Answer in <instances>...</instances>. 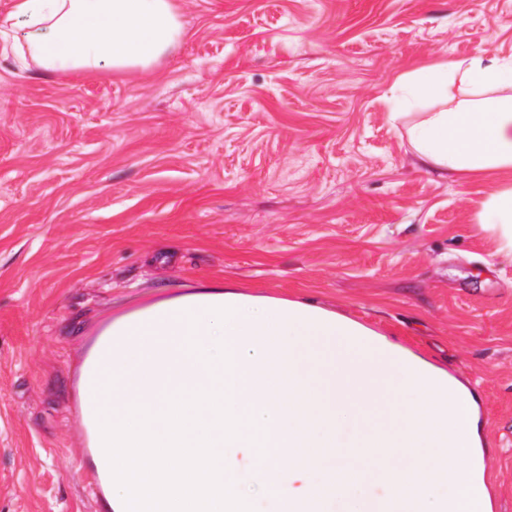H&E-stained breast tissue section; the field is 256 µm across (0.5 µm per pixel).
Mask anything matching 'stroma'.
Returning <instances> with one entry per match:
<instances>
[{
	"label": "stroma",
	"instance_id": "35a3bbf8",
	"mask_svg": "<svg viewBox=\"0 0 512 512\" xmlns=\"http://www.w3.org/2000/svg\"><path fill=\"white\" fill-rule=\"evenodd\" d=\"M150 70L45 74L0 43V512H99L75 423L109 318L235 280L356 319L482 398L512 512V258L497 174L420 166L405 73L512 58V0H174ZM479 217L480 224L496 240L497 253L512 255V181L483 203Z\"/></svg>",
	"mask_w": 512,
	"mask_h": 512
}]
</instances>
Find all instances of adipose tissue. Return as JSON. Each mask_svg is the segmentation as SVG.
Listing matches in <instances>:
<instances>
[{"label": "adipose tissue", "mask_w": 512, "mask_h": 512, "mask_svg": "<svg viewBox=\"0 0 512 512\" xmlns=\"http://www.w3.org/2000/svg\"><path fill=\"white\" fill-rule=\"evenodd\" d=\"M186 30L174 0H15L0 41L48 73L148 70ZM418 95L458 85L454 105L420 113L408 129L419 164L443 174L512 173V61L476 53L403 76ZM480 222L512 255V182L483 204ZM198 281L116 315L88 352L111 404L160 407L162 389L210 387L202 363L179 352L187 317L157 303L237 293ZM234 349L236 414L270 429L274 463L341 501L346 512H490L480 398L458 379L365 324L314 304L258 295L221 331ZM98 367H91V360ZM434 449L431 457L420 456ZM383 485L369 493L367 474Z\"/></svg>", "instance_id": "1"}]
</instances>
